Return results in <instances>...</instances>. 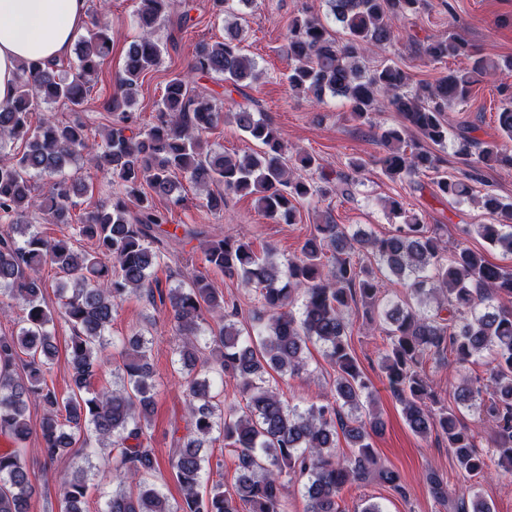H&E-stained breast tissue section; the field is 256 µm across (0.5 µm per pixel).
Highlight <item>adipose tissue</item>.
Listing matches in <instances>:
<instances>
[{
    "mask_svg": "<svg viewBox=\"0 0 512 512\" xmlns=\"http://www.w3.org/2000/svg\"><path fill=\"white\" fill-rule=\"evenodd\" d=\"M86 11L87 0H0V103L13 97L22 62L70 53Z\"/></svg>",
    "mask_w": 512,
    "mask_h": 512,
    "instance_id": "ef3b65f1",
    "label": "adipose tissue"
}]
</instances>
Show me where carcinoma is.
Masks as SVG:
<instances>
[{
    "label": "carcinoma",
    "instance_id": "carcinoma-1",
    "mask_svg": "<svg viewBox=\"0 0 512 512\" xmlns=\"http://www.w3.org/2000/svg\"><path fill=\"white\" fill-rule=\"evenodd\" d=\"M427 0H327L330 14L346 30L339 43L318 17L303 14L288 24L286 81L289 90L316 101L326 93L347 100L351 117L370 122L378 97H383L403 123L382 130L384 152L379 159L392 181H414L435 173L436 193L453 201L472 196L473 183L484 168H512V148L481 144L460 134L461 149L474 157L466 170L449 172L441 157L423 147H410V134L435 145L448 141L444 113L466 103L474 86L512 60L497 62L474 50L457 34L421 40L410 35L418 52L434 65L465 56L464 69H450L421 83L413 94V75L397 64L369 71L360 59L374 47L392 41L396 23L420 14ZM253 0H211L215 17ZM171 0H137L136 17L143 30L127 52L124 69L115 79L108 101L116 117L107 129L97 168L112 175L119 194L108 205L85 212L72 234L48 239L26 224L38 210L50 224H68L76 198L88 185L68 179L63 170L85 151L95 149L81 120L85 99L109 55L112 38L105 28L92 30L76 48L75 61L43 67L24 63L12 100L0 103V299L23 312L18 329L0 336V434L13 447L0 450V512H29L33 484L22 457L33 435L28 405H43L38 439L49 461L68 454L91 439L115 451V477L106 512H287L283 477L304 480L305 512H343L339 503L345 485L374 476L401 493L399 472L378 463L372 435L383 428L380 417L362 414L371 398L366 378L348 342L345 319L360 304L370 322H377L388 343L382 370L402 407L410 430L425 437L431 432L448 443L458 467L481 479L492 467L512 468V270L487 262L463 241L451 246L440 227L424 223L418 214L391 199L387 207L400 220L391 234L375 237L338 224L330 212L313 225L300 254L281 262L270 246L257 252L253 243L233 237L214 238L203 247L204 263L255 292L262 315L250 328L239 326L235 302L213 288L208 275L196 270L189 283L161 291L153 268L161 255L150 246L155 227L168 223L156 200L171 196L177 176L205 192V206L224 210L228 194L253 195L265 217L293 224L297 204L311 202L325 190L305 172L317 166L314 156L288 155L280 130L261 113L237 105L232 118L257 152L241 157L207 148L203 136L215 128L222 108L196 90L194 77L222 75L232 89L261 78L252 58L243 53L238 29L227 28L221 42H201L185 73L165 85L153 122L141 127L134 111L141 75L156 66L161 46L152 38L166 20ZM498 121L502 135L512 141V93L500 88ZM61 102L71 119L52 115L31 128L29 113L38 101ZM26 140L21 156L4 152L5 139ZM336 177L332 189L349 197L361 164ZM54 178L42 200L35 199L33 179ZM483 207L495 224L463 229L489 245L512 253V204L488 190ZM135 210H130V207ZM90 241L93 248L78 246ZM50 264L60 274L61 314L72 333L66 363L71 392L61 399L46 376L57 357L51 330L53 315L43 305L39 272ZM388 280L406 288L415 303L390 302L382 294ZM167 299L173 330L181 343L177 362L185 377L187 434L177 438L170 466L181 487V501L172 505L153 481L159 468L148 430L153 413V371L149 339L137 331L123 343L121 383L94 389L92 379L104 365L105 332L119 303L130 294ZM224 311V323L210 325L206 315ZM323 347L336 378L330 392L305 408L287 403L279 381L305 370L307 344ZM451 354L457 363L490 358L487 382H469L457 389L456 403L477 412L495 453L477 449V432L465 426L455 409L443 404L424 373L431 359ZM26 357L25 376H14L15 360ZM236 382L244 404L227 402L212 393L207 373ZM344 437L353 456L337 454ZM224 441L237 459L232 489L221 481L203 492V475L211 467L202 449ZM431 493L446 501L457 495L434 472L427 475ZM88 485L84 476L63 478L61 512H85Z\"/></svg>",
    "mask_w": 512,
    "mask_h": 512
}]
</instances>
